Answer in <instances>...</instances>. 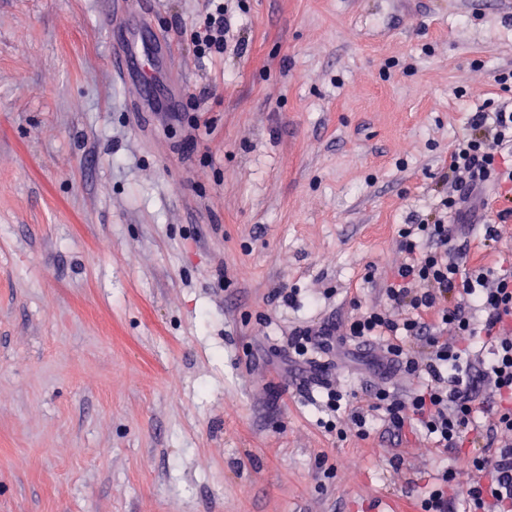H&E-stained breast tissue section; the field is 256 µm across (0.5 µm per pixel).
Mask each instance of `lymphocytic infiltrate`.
<instances>
[{
  "mask_svg": "<svg viewBox=\"0 0 512 512\" xmlns=\"http://www.w3.org/2000/svg\"><path fill=\"white\" fill-rule=\"evenodd\" d=\"M230 24L224 0H207L206 20L193 35L197 57H217L228 47ZM468 131L448 151V192L443 213L406 225L401 246L409 261L384 289L385 303L350 318L346 335L356 343L381 344L377 370L398 369L426 377L423 388L401 397L375 384L374 410L383 412L394 439L408 421H417L439 447L457 456L440 483L420 501V512H449L463 498L466 512H512V272L491 263L467 268L469 242L462 228L473 196L485 186L512 185V110H477ZM338 324L295 330L283 347L285 362L305 363L309 351L334 353ZM481 337L484 356L474 357L471 341ZM495 400L493 427L502 435L494 455L464 451L478 399ZM487 473L486 481L460 486L458 468Z\"/></svg>",
  "mask_w": 512,
  "mask_h": 512,
  "instance_id": "lymphocytic-infiltrate-1",
  "label": "lymphocytic infiltrate"
}]
</instances>
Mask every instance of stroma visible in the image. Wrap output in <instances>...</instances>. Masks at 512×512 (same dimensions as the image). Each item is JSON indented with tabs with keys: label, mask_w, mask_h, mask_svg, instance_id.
<instances>
[{
	"label": "stroma",
	"mask_w": 512,
	"mask_h": 512,
	"mask_svg": "<svg viewBox=\"0 0 512 512\" xmlns=\"http://www.w3.org/2000/svg\"><path fill=\"white\" fill-rule=\"evenodd\" d=\"M138 3L174 60L134 112L98 0H0V512H413L451 454L326 428L321 380L374 401L353 344L276 351L379 303L470 112L512 105V0H233L205 63L201 0ZM339 325L333 322H323L318 327H305L297 329L288 339L287 346H284L279 353L288 366H299L306 364V355L313 349H319L323 353L335 354V343L338 335Z\"/></svg>",
	"instance_id": "35a3bbf8"
}]
</instances>
